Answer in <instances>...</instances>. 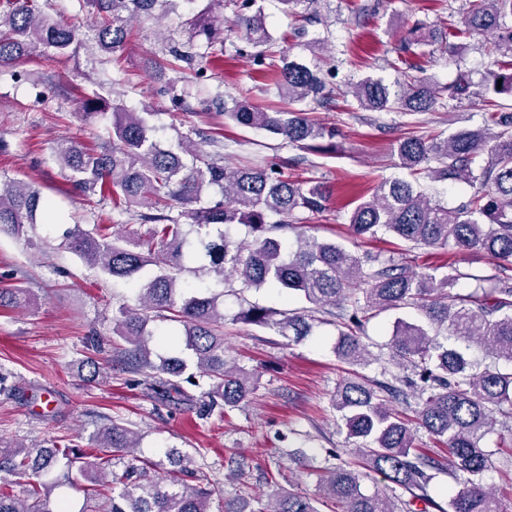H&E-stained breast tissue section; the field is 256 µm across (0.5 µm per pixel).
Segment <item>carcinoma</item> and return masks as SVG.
<instances>
[{"mask_svg":"<svg viewBox=\"0 0 512 512\" xmlns=\"http://www.w3.org/2000/svg\"><path fill=\"white\" fill-rule=\"evenodd\" d=\"M96 24L87 34L100 55L126 46L130 21L150 16L159 0H91ZM319 0H280L289 14L312 21ZM234 24L247 44L257 48L253 62L268 65V75L287 110H269L246 100L224 106V117L259 129L308 151L336 149V130L311 120L298 105L321 99L326 89L321 61L325 40H303V56L283 50L279 62H267L271 44L265 14L257 0H235ZM224 0H209L207 11L192 21L195 37L206 50L224 46V28L217 25ZM488 37L490 52L501 57L499 71L485 79L496 94L512 96V0H469L462 27L448 31L452 53L456 41ZM77 38L41 11L38 0L0 3V69L13 68L37 51L69 54ZM422 22L408 29L397 45L405 65L403 79L391 89L383 80L366 76L351 84L349 94L366 111L432 112L443 97L460 99L469 93V75L461 73L446 86L415 75L418 66L405 59L412 47L430 44ZM492 127L458 129L446 137L410 136L396 141L400 165L411 174L426 173L436 181L467 183L475 191L450 209L410 182L395 179L378 184L372 195L350 212L349 230L357 238L388 234L413 248L477 251L512 269V107L487 99ZM112 108V143L88 146L66 138L55 146V158L82 193L108 196L118 205L141 208L144 234L124 237L110 224L89 228L75 224L57 248L78 256L114 281L129 285L131 298L113 316L112 345L116 357L85 356L82 364L96 380L117 364L130 374H145L167 400L187 398L181 382L206 385L204 411L234 410L256 389L254 373L238 366L224 350V288L236 277L243 287L294 295L308 307L272 311L240 299L233 320L301 343L314 335L322 312L337 330L334 352L349 367L336 386L330 408L346 440L353 443L355 461L325 463L315 468L317 493L277 488L268 500H226L221 512H406L409 500L434 506L438 512H503L497 490L484 477L492 451L483 440L495 431L499 418L512 419V277L493 276L490 285L468 294L454 291L459 279L450 266L419 271L407 262L381 260L353 252L341 244L302 232L299 216L309 219L327 209V186L298 181L276 167H233L206 156L201 144L186 136L178 150L160 147L150 136V106L130 112L97 98L79 101V117L87 120ZM214 189L212 199L205 191ZM57 219L54 204L40 189L23 182L0 185V235L24 238L41 250L46 238L33 241L40 225ZM249 228L251 239L239 240L232 228ZM194 266L199 280L181 279ZM30 305L23 284L0 288V307ZM413 308L421 319L395 321L388 343L392 362L411 368L413 376L394 382L369 380L358 368L369 363L361 340L366 320L383 312ZM169 320L182 326L181 338L159 336L152 326ZM485 346L490 362L472 360L470 343ZM415 405L413 417L398 410ZM423 429L444 445L448 461L415 446L414 429ZM139 438L131 429L110 422L97 429L91 444L111 456L127 459L122 473L111 472L109 459L78 453L66 445L45 446L0 442V477H34L38 486L25 499L0 490V512H211L216 490L191 484L197 478L194 458L182 455L174 468L158 478L135 454ZM382 476L390 492L366 491L368 473ZM448 475L446 505L428 494L431 482ZM83 492L76 506L61 488Z\"/></svg>","mask_w":512,"mask_h":512,"instance_id":"cac0c4a2","label":"carcinoma"}]
</instances>
